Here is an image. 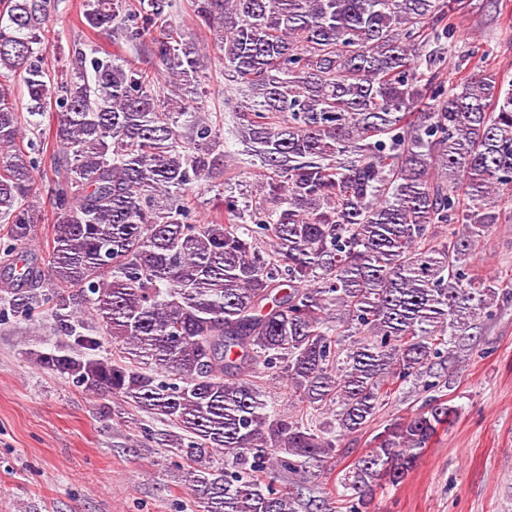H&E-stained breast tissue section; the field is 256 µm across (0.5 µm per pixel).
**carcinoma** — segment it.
<instances>
[{"instance_id": "cac0c4a2", "label": "carcinoma", "mask_w": 512, "mask_h": 512, "mask_svg": "<svg viewBox=\"0 0 512 512\" xmlns=\"http://www.w3.org/2000/svg\"><path fill=\"white\" fill-rule=\"evenodd\" d=\"M461 2L193 0L241 95L231 134L260 171L201 220L194 188H221L224 131L175 0H84L89 30L155 67L91 47L60 74L44 63L52 0H0V303L51 310L65 341L41 367L188 434L170 452L199 512H313L275 473L320 477L417 381L419 409L337 478V512H368L460 416L439 370L512 301L511 277L475 269L489 228L512 224V81L474 47L446 86ZM48 159L54 224L33 263ZM103 338L120 356L97 354ZM277 379L291 414L266 400Z\"/></svg>"}]
</instances>
